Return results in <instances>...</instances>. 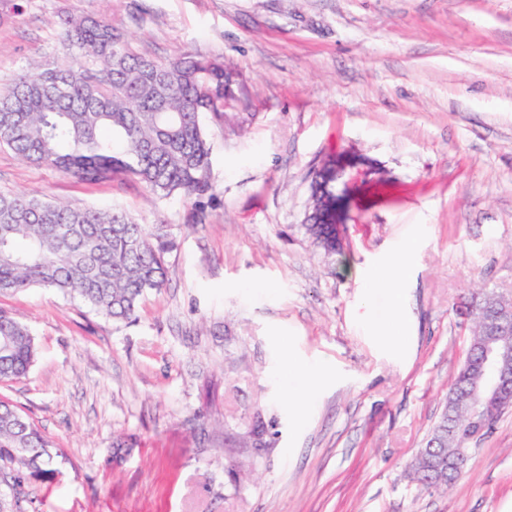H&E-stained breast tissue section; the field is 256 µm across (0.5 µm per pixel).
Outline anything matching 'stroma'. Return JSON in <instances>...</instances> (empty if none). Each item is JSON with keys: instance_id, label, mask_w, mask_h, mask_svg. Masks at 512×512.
<instances>
[{"instance_id": "35a3bbf8", "label": "stroma", "mask_w": 512, "mask_h": 512, "mask_svg": "<svg viewBox=\"0 0 512 512\" xmlns=\"http://www.w3.org/2000/svg\"><path fill=\"white\" fill-rule=\"evenodd\" d=\"M67 14L107 16L142 55L218 59L235 77L202 118L209 189L151 196L0 148V191L37 190L177 247L136 322L52 289L0 296L38 354L0 398L63 455L25 512H512V409L470 441L448 491L411 465L465 358L472 294L512 297V0H0V83L58 51ZM358 157L339 252L305 229L315 170ZM408 353L379 343L394 257ZM330 369L305 403L290 363ZM122 437L133 453L112 460Z\"/></svg>"}]
</instances>
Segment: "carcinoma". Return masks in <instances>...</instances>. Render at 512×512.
Returning <instances> with one entry per match:
<instances>
[{"instance_id":"obj_1","label":"carcinoma","mask_w":512,"mask_h":512,"mask_svg":"<svg viewBox=\"0 0 512 512\" xmlns=\"http://www.w3.org/2000/svg\"><path fill=\"white\" fill-rule=\"evenodd\" d=\"M67 56L45 55L0 90V147L22 161L99 183L138 179L156 196L191 199L208 188L201 114L224 116L231 76L207 58L155 60L134 53L107 19L59 20ZM174 241L130 214L26 192L0 194V295L32 286L77 299L115 321L136 320L141 298L163 286ZM481 332L453 383L443 420L466 427L458 397L475 369ZM37 356L30 329L0 312V383L26 377ZM60 449L16 406L0 401V469L22 488L0 493V512H24L28 486L54 476ZM434 457L416 458L417 481Z\"/></svg>"}]
</instances>
